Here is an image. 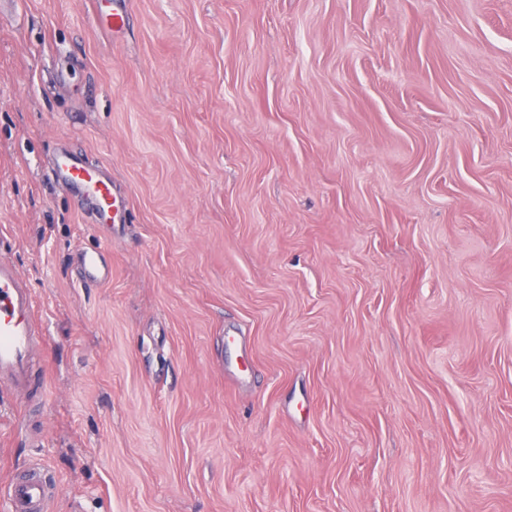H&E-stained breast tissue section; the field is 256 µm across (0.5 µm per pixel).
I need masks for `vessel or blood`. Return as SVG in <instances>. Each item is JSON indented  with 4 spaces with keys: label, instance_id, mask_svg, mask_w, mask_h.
Returning <instances> with one entry per match:
<instances>
[{
    "label": "vessel or blood",
    "instance_id": "b4317fda",
    "mask_svg": "<svg viewBox=\"0 0 512 512\" xmlns=\"http://www.w3.org/2000/svg\"><path fill=\"white\" fill-rule=\"evenodd\" d=\"M92 10L102 28L115 31L128 22L126 8L118 0H92ZM52 175L76 192L82 210L101 214L116 209L117 202L107 182L80 156L60 153ZM111 279L112 267L101 253L82 255L75 283L91 287ZM34 311L31 288L11 265L0 262V388H9L19 395L26 394L30 388V363L40 343ZM0 499L6 504V512H48L49 496L40 467H31L22 478L13 480Z\"/></svg>",
    "mask_w": 512,
    "mask_h": 512
}]
</instances>
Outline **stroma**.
I'll return each instance as SVG.
<instances>
[{
    "label": "stroma",
    "instance_id": "1",
    "mask_svg": "<svg viewBox=\"0 0 512 512\" xmlns=\"http://www.w3.org/2000/svg\"><path fill=\"white\" fill-rule=\"evenodd\" d=\"M0 14V260L49 512H512V0ZM102 165L126 222L50 172ZM112 264L77 287L79 253ZM241 336L246 350H226ZM93 14L104 29L116 31L128 23L126 7L112 0H91ZM34 311L31 288L11 265L0 262V389L19 395L30 389V363L43 336Z\"/></svg>",
    "mask_w": 512,
    "mask_h": 512
}]
</instances>
